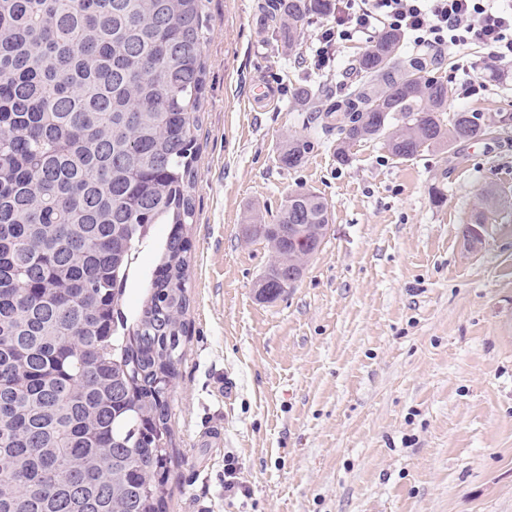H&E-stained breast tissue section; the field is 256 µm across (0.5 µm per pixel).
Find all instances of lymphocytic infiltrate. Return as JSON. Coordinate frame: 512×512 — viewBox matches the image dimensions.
<instances>
[{"label": "lymphocytic infiltrate", "instance_id": "lymphocytic-infiltrate-1", "mask_svg": "<svg viewBox=\"0 0 512 512\" xmlns=\"http://www.w3.org/2000/svg\"><path fill=\"white\" fill-rule=\"evenodd\" d=\"M330 24L316 35L325 63L369 31L393 29L413 47L480 43L491 63H512V0H334Z\"/></svg>", "mask_w": 512, "mask_h": 512}]
</instances>
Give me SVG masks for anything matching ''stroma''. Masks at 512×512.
<instances>
[{"label":"stroma","mask_w":512,"mask_h":512,"mask_svg":"<svg viewBox=\"0 0 512 512\" xmlns=\"http://www.w3.org/2000/svg\"><path fill=\"white\" fill-rule=\"evenodd\" d=\"M205 13L167 512H512V67L484 65L475 43L434 49L449 112L510 121L404 162L370 141L341 166L325 111L349 92L363 42L319 69L325 17L291 51L273 0H205ZM258 82L274 105H252ZM310 134L305 161L282 167L281 141ZM490 187L500 203L473 250L462 229ZM298 190L328 202L330 230L268 302L254 283L271 252L241 226L275 223ZM169 231L156 225L142 247L128 311ZM232 459L248 496L224 495Z\"/></svg>","instance_id":"35a3bbf8"}]
</instances>
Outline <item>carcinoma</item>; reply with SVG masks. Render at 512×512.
Segmentation results:
<instances>
[{
    "label": "carcinoma",
    "instance_id": "obj_1",
    "mask_svg": "<svg viewBox=\"0 0 512 512\" xmlns=\"http://www.w3.org/2000/svg\"><path fill=\"white\" fill-rule=\"evenodd\" d=\"M332 0H278L280 41ZM203 0H0V512H165L170 399L189 308L188 245L203 95ZM336 101V162L380 140L407 161L487 134L445 120L448 84L381 32ZM314 148L290 136L292 169ZM488 217L463 229L480 243ZM330 206L297 191L277 223L265 300L301 278ZM155 224L162 244L139 311L124 285Z\"/></svg>",
    "mask_w": 512,
    "mask_h": 512
}]
</instances>
